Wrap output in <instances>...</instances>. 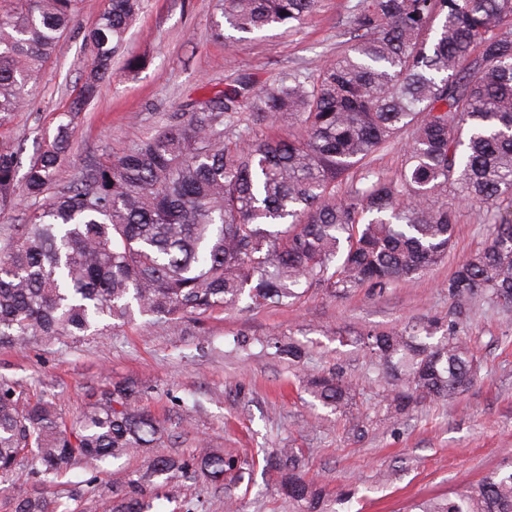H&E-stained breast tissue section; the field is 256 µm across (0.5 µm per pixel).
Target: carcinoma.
Returning a JSON list of instances; mask_svg holds the SVG:
<instances>
[{
    "label": "carcinoma",
    "instance_id": "1",
    "mask_svg": "<svg viewBox=\"0 0 512 512\" xmlns=\"http://www.w3.org/2000/svg\"><path fill=\"white\" fill-rule=\"evenodd\" d=\"M81 0L0 5V127L27 104L28 87ZM318 0H217L224 30L294 29ZM148 0H104L86 35L91 60L77 94L30 159L18 186V151L0 142V215L18 192L45 198L23 224H1L0 347L53 343L123 326L233 309L269 308L312 287L345 295L385 289L437 265L455 237L456 213L496 216L490 242L448 279L456 313L481 297L512 308V0H359L350 45L310 73L255 88L242 76L168 116L150 136L72 172L62 161L82 110L112 74ZM408 136L400 172L370 169L378 152ZM358 172L364 185L338 187ZM368 333L359 339L392 386L400 414L422 399L467 391L481 363L448 323ZM313 397L341 412L355 398L336 373L309 380ZM130 383L102 392L66 424L51 399L33 400L0 378V479L23 448L35 449L38 482L79 464L96 469L132 449L151 453L132 471L110 512H147L145 493L237 469L204 446L191 460L153 454L166 428L137 406ZM266 462L291 512H331L305 459L277 448ZM12 512H56L25 485L8 489ZM410 512H512V470L494 471L454 498Z\"/></svg>",
    "mask_w": 512,
    "mask_h": 512
}]
</instances>
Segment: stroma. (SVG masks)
Returning <instances> with one entry per match:
<instances>
[{
	"mask_svg": "<svg viewBox=\"0 0 512 512\" xmlns=\"http://www.w3.org/2000/svg\"><path fill=\"white\" fill-rule=\"evenodd\" d=\"M356 2L319 0L295 29L229 42L214 35L212 0H150L129 31L126 54L115 58L111 77L85 109L68 168L154 133L167 115L235 78L261 86L335 59L346 47ZM103 6L82 0L75 26L30 86L26 111L0 128V140L19 149L21 165L79 86L90 61L85 36ZM131 56L142 66L129 68ZM489 225L485 214L461 210L447 257L383 291L365 286L336 297L313 288L299 302L271 308L241 305L196 320H137L52 344L0 347V376L31 397L50 395L68 422L113 384L136 382L141 411L168 429L163 452L188 458L203 442L242 462L239 478L185 479L173 501H158L159 512H224L228 496L239 512H289L272 492L276 473L263 468L264 454L277 448L301 452L328 496L345 495L338 512H408L415 501L456 495L512 466V311L477 301L458 326L482 363L474 385L453 401L427 399L399 417L388 409L389 386L374 381L370 354L355 340L415 324L447 327L454 313L448 280L486 247ZM295 340L306 347L301 364L276 353ZM312 370L340 372L355 389L352 405L337 414L322 407L302 383ZM147 462L137 451L97 470L79 466L46 490L58 512H108L129 473Z\"/></svg>",
	"mask_w": 512,
	"mask_h": 512,
	"instance_id": "1",
	"label": "stroma"
}]
</instances>
